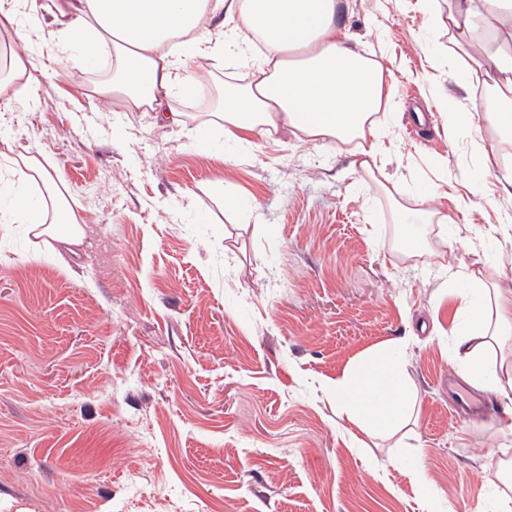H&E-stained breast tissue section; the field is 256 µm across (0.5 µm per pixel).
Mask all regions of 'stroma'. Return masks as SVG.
<instances>
[{"instance_id":"1","label":"stroma","mask_w":512,"mask_h":512,"mask_svg":"<svg viewBox=\"0 0 512 512\" xmlns=\"http://www.w3.org/2000/svg\"><path fill=\"white\" fill-rule=\"evenodd\" d=\"M417 2L338 15L385 70V189L284 126L248 133L246 162L223 131L199 145L227 80L211 61L185 62L208 77L173 99L179 124L94 98L111 68L74 53L0 105V151L49 163L85 228L71 253L0 236V512H502L512 415L489 392L493 412L452 411L450 294L470 272L512 280V248L478 239L512 198L463 185L475 141L499 142L432 110L449 43ZM399 204L449 215L422 225L428 251L397 249ZM393 341L415 417L353 444L326 384Z\"/></svg>"}]
</instances>
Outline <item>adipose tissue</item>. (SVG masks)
<instances>
[{
	"mask_svg": "<svg viewBox=\"0 0 512 512\" xmlns=\"http://www.w3.org/2000/svg\"><path fill=\"white\" fill-rule=\"evenodd\" d=\"M340 0H0V35L14 34L20 22L53 47L75 49L96 62L113 50L112 80L101 96L133 109L154 112L157 122H179L166 108L174 94L196 93L203 74H185V58L222 63L250 74L246 85L225 97L215 120L230 137L287 124L298 137H329L337 146L354 144L353 171L374 176L384 152L374 114L386 105L382 65L347 45L337 24ZM459 62L455 88L434 90L433 98L456 131L466 114L458 92L481 85L504 101L485 109V124L512 132V0H448L440 21ZM46 65L34 52H14L11 70L0 77V99L11 100L16 81L37 89ZM19 178L1 224L38 231L47 249L78 244L84 230L69 209L60 180L37 156L0 152V172ZM37 193H30V186ZM473 325L456 341L454 355L468 369L473 388L512 396V289L482 287L458 297ZM500 350L495 370L484 356ZM401 344L369 352L353 372L329 382L348 422L358 430L392 435L412 417L414 404Z\"/></svg>",
	"mask_w": 512,
	"mask_h": 512,
	"instance_id": "obj_1",
	"label": "adipose tissue"
}]
</instances>
